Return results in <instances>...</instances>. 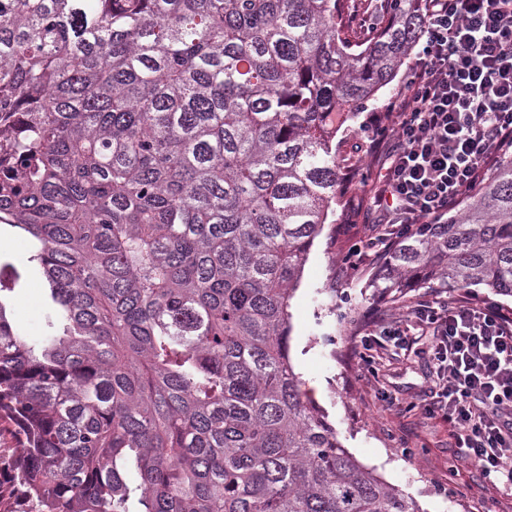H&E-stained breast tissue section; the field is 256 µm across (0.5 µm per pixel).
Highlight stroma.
I'll list each match as a JSON object with an SVG mask.
<instances>
[{"label":"stroma","mask_w":512,"mask_h":512,"mask_svg":"<svg viewBox=\"0 0 512 512\" xmlns=\"http://www.w3.org/2000/svg\"><path fill=\"white\" fill-rule=\"evenodd\" d=\"M368 128L366 113H359L347 139L336 145L339 155L352 159L353 187L315 240L291 301L294 370L345 448L416 499L423 512H512V494L497 491L476 468L455 462L447 422L425 417L419 409L436 378L428 332L414 330L403 348L379 358L378 389L369 388L360 375L365 316H399L415 300L438 295L485 299L512 312L511 297L485 288L411 286L389 293L373 287L384 268L383 257L374 251L362 256L357 270L347 271L349 245L381 231L366 221L373 202L363 175ZM30 255L27 237L1 225L0 264L15 286L0 293V304L13 312L24 335L36 338L62 325L54 320L49 292Z\"/></svg>","instance_id":"1"}]
</instances>
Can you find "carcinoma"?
Instances as JSON below:
<instances>
[{
  "label": "carcinoma",
  "mask_w": 512,
  "mask_h": 512,
  "mask_svg": "<svg viewBox=\"0 0 512 512\" xmlns=\"http://www.w3.org/2000/svg\"><path fill=\"white\" fill-rule=\"evenodd\" d=\"M343 0H0V223L63 334L0 305V512H421L302 390L290 300L351 188L336 129L410 55ZM512 297V157L387 253Z\"/></svg>",
  "instance_id": "obj_1"
}]
</instances>
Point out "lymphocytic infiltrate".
I'll list each match as a JSON object with an SVG mask.
<instances>
[{"mask_svg": "<svg viewBox=\"0 0 512 512\" xmlns=\"http://www.w3.org/2000/svg\"><path fill=\"white\" fill-rule=\"evenodd\" d=\"M421 48L402 93L373 120L366 176L373 221L389 239L440 223L512 149V0H420ZM430 330L436 379L425 415L451 428L457 460L512 491V314L485 303L424 297L365 328L372 350Z\"/></svg>", "mask_w": 512, "mask_h": 512, "instance_id": "obj_1", "label": "lymphocytic infiltrate"}]
</instances>
